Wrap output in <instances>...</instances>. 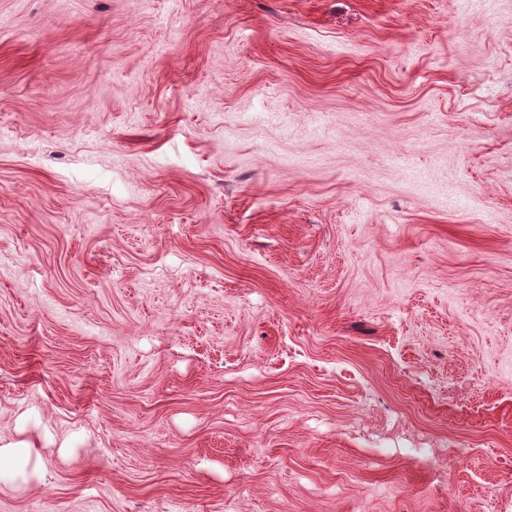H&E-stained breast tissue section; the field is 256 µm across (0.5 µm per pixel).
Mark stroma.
<instances>
[{"mask_svg": "<svg viewBox=\"0 0 512 512\" xmlns=\"http://www.w3.org/2000/svg\"><path fill=\"white\" fill-rule=\"evenodd\" d=\"M0 512H512V0H0Z\"/></svg>", "mask_w": 512, "mask_h": 512, "instance_id": "35a3bbf8", "label": "stroma"}]
</instances>
